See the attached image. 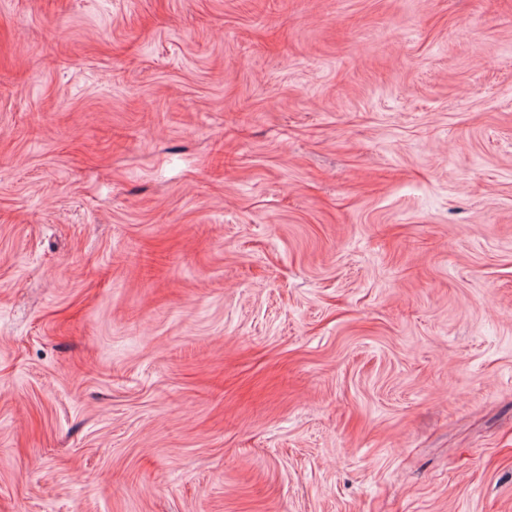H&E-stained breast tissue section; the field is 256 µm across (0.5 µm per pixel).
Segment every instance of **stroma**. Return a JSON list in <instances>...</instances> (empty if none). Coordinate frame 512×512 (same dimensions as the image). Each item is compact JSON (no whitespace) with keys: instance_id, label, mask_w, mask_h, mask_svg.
I'll return each instance as SVG.
<instances>
[{"instance_id":"1","label":"stroma","mask_w":512,"mask_h":512,"mask_svg":"<svg viewBox=\"0 0 512 512\" xmlns=\"http://www.w3.org/2000/svg\"><path fill=\"white\" fill-rule=\"evenodd\" d=\"M0 512H512V0H0Z\"/></svg>"}]
</instances>
